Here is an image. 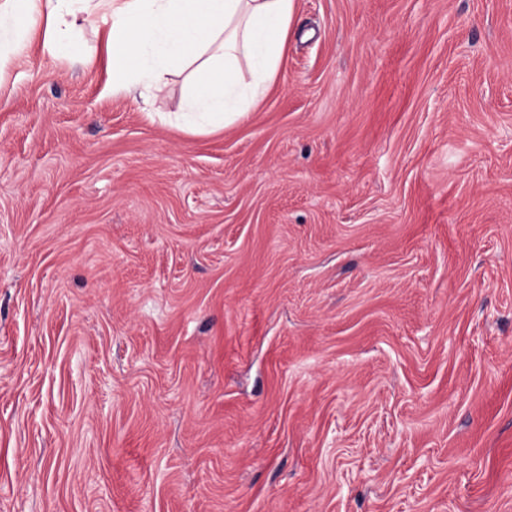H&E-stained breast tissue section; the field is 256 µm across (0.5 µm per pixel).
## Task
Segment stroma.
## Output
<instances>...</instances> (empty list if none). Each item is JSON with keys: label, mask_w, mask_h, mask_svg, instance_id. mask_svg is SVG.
<instances>
[{"label": "stroma", "mask_w": 512, "mask_h": 512, "mask_svg": "<svg viewBox=\"0 0 512 512\" xmlns=\"http://www.w3.org/2000/svg\"><path fill=\"white\" fill-rule=\"evenodd\" d=\"M0 80V512H512V0H296L266 95Z\"/></svg>", "instance_id": "1"}]
</instances>
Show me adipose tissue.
<instances>
[{
  "mask_svg": "<svg viewBox=\"0 0 512 512\" xmlns=\"http://www.w3.org/2000/svg\"><path fill=\"white\" fill-rule=\"evenodd\" d=\"M295 0H0V72L34 36L54 56L77 51L84 20L106 26L113 91L141 85L162 99L188 72L178 126L205 132L246 117L286 57Z\"/></svg>",
  "mask_w": 512,
  "mask_h": 512,
  "instance_id": "ef3b65f1",
  "label": "adipose tissue"
}]
</instances>
